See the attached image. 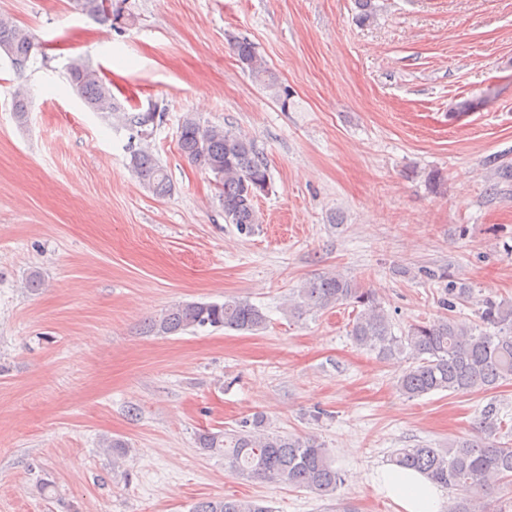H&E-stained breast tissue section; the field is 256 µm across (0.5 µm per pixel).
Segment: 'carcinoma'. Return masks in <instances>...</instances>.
<instances>
[{
  "label": "carcinoma",
  "mask_w": 512,
  "mask_h": 512,
  "mask_svg": "<svg viewBox=\"0 0 512 512\" xmlns=\"http://www.w3.org/2000/svg\"><path fill=\"white\" fill-rule=\"evenodd\" d=\"M107 0H75L83 14L102 23L119 24L121 14L108 9ZM230 46L242 68L267 89L278 78L267 61L245 39L230 37ZM38 51L30 31L7 19H0V53H4L17 74H22L31 56ZM68 79L85 106L106 117L122 113V119L140 135L162 118V113L128 114L112 95L98 70L82 58L69 60ZM178 146L188 162L214 177L227 223L239 233L250 235L262 223L257 209L260 194L270 187L267 163L250 138L205 124L186 115L178 131ZM129 167L135 178L154 195L165 197L172 191L169 176L147 149L130 151ZM471 288L453 283L443 306L448 314L432 322L412 324L397 336L389 313L375 294L357 287L340 274L322 275L306 282L298 301L288 305V315L326 310L345 302L361 307L350 329L355 345L376 354L381 360L409 353L413 360L398 379V388L408 398L433 392L466 394L488 391L502 381L512 380V302L484 301L480 323L469 326L453 315L457 304L470 298ZM266 316L251 302L227 297L224 302H182L147 323L160 336L175 335L191 328H224L256 334L266 327ZM262 419L252 426L214 434H200L206 451L224 450V462L236 474L268 483L305 489L323 497L336 493L344 478L325 448L314 435H282L260 431ZM506 425L496 402H488L471 426V433L448 441L446 448L427 444L398 448L390 458L396 467L417 471L433 483L464 496L448 502V512H489L488 501L503 487L512 485V443L502 441ZM191 512H271L263 500L242 497L202 499Z\"/></svg>",
  "instance_id": "carcinoma-1"
}]
</instances>
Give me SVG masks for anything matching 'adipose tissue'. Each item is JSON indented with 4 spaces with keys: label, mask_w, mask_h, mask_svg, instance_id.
Returning <instances> with one entry per match:
<instances>
[{
    "label": "adipose tissue",
    "mask_w": 512,
    "mask_h": 512,
    "mask_svg": "<svg viewBox=\"0 0 512 512\" xmlns=\"http://www.w3.org/2000/svg\"><path fill=\"white\" fill-rule=\"evenodd\" d=\"M377 480L388 497L396 501L402 512H440V492L423 475L385 467Z\"/></svg>",
    "instance_id": "1"
}]
</instances>
